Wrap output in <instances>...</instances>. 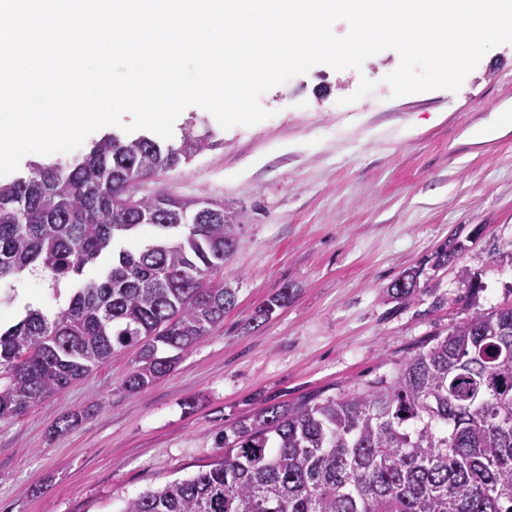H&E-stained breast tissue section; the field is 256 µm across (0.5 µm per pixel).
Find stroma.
<instances>
[{"label": "stroma", "mask_w": 512, "mask_h": 512, "mask_svg": "<svg viewBox=\"0 0 512 512\" xmlns=\"http://www.w3.org/2000/svg\"><path fill=\"white\" fill-rule=\"evenodd\" d=\"M399 63L387 49L358 69L315 65L262 93L269 116L251 126L182 111L175 128L195 121L214 148L141 192L233 212L238 246L223 274L236 305L139 394L124 390L130 351L0 421V512H121L222 457L224 432L257 409L365 389L455 324L512 306V127L474 139L512 108V43L489 50L455 92L392 97L384 78ZM410 122L421 131L403 136ZM444 247L452 257L440 266ZM410 269L420 290L397 301L391 284ZM283 287L288 305L251 324ZM67 300L30 276L0 302V322Z\"/></svg>", "instance_id": "1"}]
</instances>
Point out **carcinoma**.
<instances>
[{"label":"carcinoma","mask_w":512,"mask_h":512,"mask_svg":"<svg viewBox=\"0 0 512 512\" xmlns=\"http://www.w3.org/2000/svg\"><path fill=\"white\" fill-rule=\"evenodd\" d=\"M108 134L71 161L0 184V289L67 282L66 305L0 330V421L136 348L124 388L170 373L236 305L216 273L236 224L224 203L139 195L147 178L212 148ZM150 227L134 251L116 243ZM405 302L418 273L393 284ZM280 289L255 311L288 305ZM208 469L126 501L121 512H512V307L472 315L405 358L395 376L341 397L273 403L231 427Z\"/></svg>","instance_id":"cac0c4a2"}]
</instances>
